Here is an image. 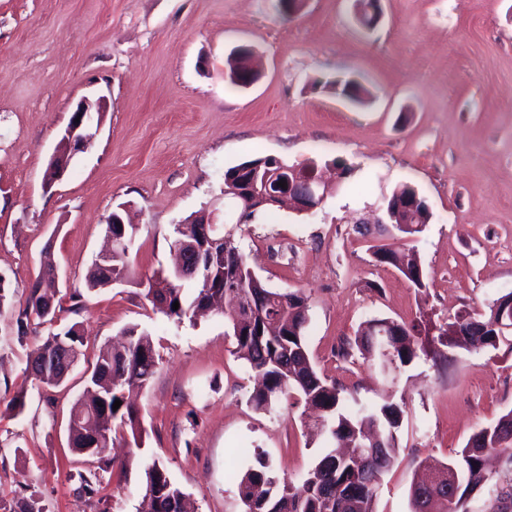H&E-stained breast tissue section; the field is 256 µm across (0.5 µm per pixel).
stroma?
Instances as JSON below:
<instances>
[{
  "label": "stroma",
  "instance_id": "obj_1",
  "mask_svg": "<svg viewBox=\"0 0 512 512\" xmlns=\"http://www.w3.org/2000/svg\"><path fill=\"white\" fill-rule=\"evenodd\" d=\"M355 0H307L283 19L274 0H0V494L37 493L51 512H138L140 470L169 469L194 512H241L231 471L265 458L301 483L321 451L303 405L255 410L252 372L233 353L222 316L174 322L140 288L87 291L106 219L130 208L138 232L135 277L171 262L174 224L215 203L232 166L273 157L355 166L353 186L310 214L282 206L237 225L256 275L302 291L306 344L316 370L371 403L403 410L398 459L376 512H410L423 460H452L469 437L512 410V352L452 347L446 368L413 364L382 374L379 361L338 349L373 318L426 321L430 336L455 314L487 311L512 292V0H381L366 34ZM254 45L259 79L224 83L225 59ZM356 77L365 105L323 88ZM105 99L101 128L46 185L48 163L81 99ZM408 184L431 219L413 236L381 223V206ZM57 262V328L80 323L86 341L68 381L45 390L26 373L47 335L18 339L44 247ZM381 247L413 249L426 288H413ZM84 308L73 313L72 293ZM138 326L156 371L137 399L142 448H115L106 502L80 495L84 467L68 445L83 371L101 345ZM26 390L23 410L8 409Z\"/></svg>",
  "mask_w": 512,
  "mask_h": 512
}]
</instances>
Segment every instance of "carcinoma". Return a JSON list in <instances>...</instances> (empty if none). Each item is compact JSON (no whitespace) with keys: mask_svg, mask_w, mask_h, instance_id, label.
Here are the masks:
<instances>
[{"mask_svg":"<svg viewBox=\"0 0 512 512\" xmlns=\"http://www.w3.org/2000/svg\"><path fill=\"white\" fill-rule=\"evenodd\" d=\"M357 24L365 31L376 28L380 20L378 0H360ZM255 50L250 45L234 49L226 59L225 82L236 87L253 82L258 72L253 69ZM324 86L338 89L343 97L363 103L365 89L355 79L343 76L329 78ZM391 199L400 200L409 208L394 218L395 229L405 235L422 231L430 220L425 200L409 185L394 190ZM136 227L125 225V235L112 242V257L95 259L86 275V288L92 292L116 282L135 285L145 292L153 307L178 321L205 311L214 302L224 303L225 320L235 345L234 354L244 360L260 378L249 397V403L259 411L269 412L281 400L296 398L318 410V425L324 436V447L297 487L279 478L267 461L258 460L236 477L238 501L242 512H376V491L384 475L393 467L399 448L402 409L391 398L381 405L353 399L346 406L344 387L320 375L311 362L305 330L309 322L308 297L300 291H274L250 269L244 255L231 240L207 245L203 268L211 279L193 280L195 293L185 292L186 279L172 271L153 273L146 279L133 277L129 266V251ZM400 272L417 289L426 287L419 260L410 255ZM56 293V262L51 246L42 250L40 270L33 282L25 307L18 311L20 331L29 326L52 322L56 308H48L46 297ZM179 303L178 309L172 304ZM497 316L494 305L488 313L475 317L457 314L440 327L436 339L419 340L426 331L424 322L414 320L394 325L390 319L373 318L365 321L354 341L343 343L339 355L346 357L353 349L372 357L383 342L392 368L411 365L424 355L435 365L448 363L446 348L457 343L475 349L497 350L502 345L512 350V332L492 336L482 330ZM466 332L454 335L455 328ZM125 342L102 350L87 377L92 395L77 401L71 409L68 443L71 451L84 459L86 473L80 474L81 493L94 498L106 491L103 472L111 459L109 448L114 440H129L141 447L143 428L138 409L131 401L134 393L143 391L154 373L156 358L149 334L138 327L126 328ZM85 336L75 322L65 331L49 332L27 358L26 371L49 387L66 381L69 372L59 367V360L76 364ZM122 405L113 409L115 400ZM384 431L382 447L370 440L373 429ZM500 455L506 473L492 474L485 469V456ZM430 482L414 483L409 490L411 512H448V493L458 490L455 512H471V495L483 496V512H512L503 502L512 500V410L474 433L449 463L435 462ZM143 498L151 504L150 512H185L184 492L173 481L159 460L143 466L141 474ZM0 512H50L42 500L32 493L16 501H7L0 494Z\"/></svg>","mask_w":512,"mask_h":512,"instance_id":"cac0c4a2","label":"carcinoma"}]
</instances>
